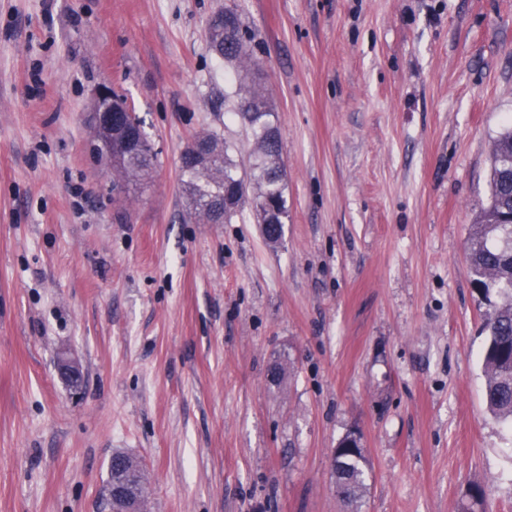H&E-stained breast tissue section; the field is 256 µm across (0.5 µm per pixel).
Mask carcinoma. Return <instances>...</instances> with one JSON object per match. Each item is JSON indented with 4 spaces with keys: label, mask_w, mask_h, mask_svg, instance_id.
Masks as SVG:
<instances>
[{
    "label": "carcinoma",
    "mask_w": 512,
    "mask_h": 512,
    "mask_svg": "<svg viewBox=\"0 0 512 512\" xmlns=\"http://www.w3.org/2000/svg\"><path fill=\"white\" fill-rule=\"evenodd\" d=\"M246 34L248 31L235 12L228 20H214L207 27V37L215 53L232 67L255 76L260 71V61L250 52ZM238 96L247 107H239L236 112L255 141L251 172L247 175L250 190L255 199L275 205L277 213L266 236L278 242L283 238V219L288 214L280 137L270 120L272 109L258 83H240ZM494 142L489 195L476 224L471 227L467 259L474 283L488 306L484 355L486 405L497 418L512 421V224L497 223L498 216L512 211V126H504ZM94 152L107 159L112 169V187L124 188L125 201L132 187L149 176L157 159L150 150L119 156L101 144L94 147ZM180 170L189 214L213 224L216 216H232L245 204L241 195L242 171L220 134L211 131L196 136L181 153ZM348 440L349 437H344L335 449L333 469L337 497L353 506L367 490L365 457L363 449L349 447ZM112 480L126 485L138 507L146 508L148 483L138 461L116 454Z\"/></svg>",
    "instance_id": "cac0c4a2"
}]
</instances>
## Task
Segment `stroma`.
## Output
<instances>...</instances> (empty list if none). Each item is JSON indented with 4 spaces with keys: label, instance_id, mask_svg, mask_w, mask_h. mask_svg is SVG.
<instances>
[{
    "label": "stroma",
    "instance_id": "stroma-1",
    "mask_svg": "<svg viewBox=\"0 0 512 512\" xmlns=\"http://www.w3.org/2000/svg\"><path fill=\"white\" fill-rule=\"evenodd\" d=\"M225 8L282 143L278 244L252 205L221 224L184 205L196 135L250 160L206 35ZM105 82L157 153L120 209L91 150ZM511 122L512 0H0V512H105L117 452L148 512H347L354 429L359 512H462L475 484L512 512L465 257ZM351 434H347L335 449L333 469L337 497L347 505L356 506L367 490L363 470L365 457L358 445L355 448L348 446ZM117 461L112 458L109 463V480L106 485V496L109 502V511H112V480L117 483L125 484L131 491L134 501L138 507L145 510L149 492L148 483L145 477L144 469L138 461L128 455L115 454Z\"/></svg>",
    "mask_w": 512,
    "mask_h": 512
}]
</instances>
